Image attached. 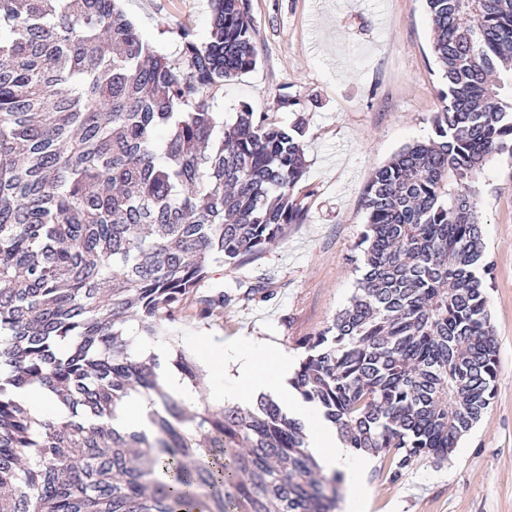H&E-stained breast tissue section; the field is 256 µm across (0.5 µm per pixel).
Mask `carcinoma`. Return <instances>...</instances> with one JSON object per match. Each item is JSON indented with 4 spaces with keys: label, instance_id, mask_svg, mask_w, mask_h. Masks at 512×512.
<instances>
[{
    "label": "carcinoma",
    "instance_id": "1",
    "mask_svg": "<svg viewBox=\"0 0 512 512\" xmlns=\"http://www.w3.org/2000/svg\"><path fill=\"white\" fill-rule=\"evenodd\" d=\"M426 3L448 88L434 137L375 171L358 288L290 380L392 483L448 457L498 376L475 185L512 157V0ZM210 12L172 63L116 0H0V512L336 510L341 477L318 478L280 403L192 413L134 349L211 263L241 266L308 215L302 124L213 110L257 62L249 0ZM36 383L66 420L17 399ZM133 392L160 400L150 432L97 423Z\"/></svg>",
    "mask_w": 512,
    "mask_h": 512
}]
</instances>
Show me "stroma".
Wrapping results in <instances>:
<instances>
[{
	"instance_id": "1",
	"label": "stroma",
	"mask_w": 512,
	"mask_h": 512,
	"mask_svg": "<svg viewBox=\"0 0 512 512\" xmlns=\"http://www.w3.org/2000/svg\"><path fill=\"white\" fill-rule=\"evenodd\" d=\"M122 8L173 62L180 29L200 42L209 35V0H122ZM250 15L258 62L225 82L214 109L229 118L246 105L285 126L304 122L308 217L241 267L212 264L198 296L222 291L230 300L203 316L192 297L164 320L168 367L177 351L197 357L191 336H248L303 359L300 341L322 332L357 287L355 244L373 173L429 139L444 105L425 0H250ZM476 189L499 342L495 396L445 461L421 459L392 483L366 457L372 512H512V159H493ZM267 281L270 294H257Z\"/></svg>"
}]
</instances>
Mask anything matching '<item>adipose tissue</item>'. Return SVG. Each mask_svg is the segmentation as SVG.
I'll use <instances>...</instances> for the list:
<instances>
[{"label": "adipose tissue", "mask_w": 512, "mask_h": 512, "mask_svg": "<svg viewBox=\"0 0 512 512\" xmlns=\"http://www.w3.org/2000/svg\"><path fill=\"white\" fill-rule=\"evenodd\" d=\"M193 342L211 370L213 403L252 404L263 395L281 403L289 416L305 421L309 448L324 472H343L347 487L345 512H365L368 494L361 483L360 465L335 430L323 422L315 405L289 385L291 364L287 355L273 353L263 345L255 346L244 338L219 343L197 336Z\"/></svg>", "instance_id": "ef3b65f1"}]
</instances>
